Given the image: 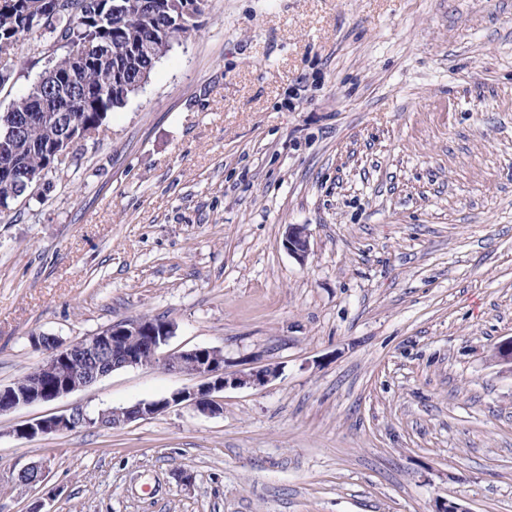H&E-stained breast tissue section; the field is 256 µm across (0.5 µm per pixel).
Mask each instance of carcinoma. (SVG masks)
Instances as JSON below:
<instances>
[{"instance_id": "1", "label": "carcinoma", "mask_w": 512, "mask_h": 512, "mask_svg": "<svg viewBox=\"0 0 512 512\" xmlns=\"http://www.w3.org/2000/svg\"><path fill=\"white\" fill-rule=\"evenodd\" d=\"M52 10L42 20H25V0L0 6V40L30 41L50 58L47 78L12 103L11 115L26 121L21 137L7 139L0 122V206L9 211L36 184H17L15 169L42 177L58 171L67 158L54 156L57 142L69 125L98 130L112 112L125 107L130 92L104 89L110 78L133 82L151 73L173 43L198 29L204 0H160L153 12L138 8L139 0H122L125 11L117 23L103 20L109 0H49ZM58 96L66 111L50 119L42 100Z\"/></svg>"}]
</instances>
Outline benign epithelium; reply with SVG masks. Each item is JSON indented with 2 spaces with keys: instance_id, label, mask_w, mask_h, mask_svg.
<instances>
[{
  "instance_id": "1",
  "label": "benign epithelium",
  "mask_w": 512,
  "mask_h": 512,
  "mask_svg": "<svg viewBox=\"0 0 512 512\" xmlns=\"http://www.w3.org/2000/svg\"><path fill=\"white\" fill-rule=\"evenodd\" d=\"M87 137L89 134L82 127L71 125L66 137L56 147V153L65 154ZM284 246L297 260L305 261L310 250L306 226L288 225ZM174 330V324L168 320L142 318L115 323L93 336L66 344L54 339L47 347L48 355L28 372L23 384L0 386V414L33 403L54 401L90 387L118 369L160 361L167 371L191 378L194 385L177 390L166 398L104 410L93 418L76 409L70 414L36 419L17 426L15 434L35 438L92 425L116 428L151 419L173 407H191L202 414L212 415L222 409L220 393L229 388L262 387L278 375L274 367L227 374L224 372V351L215 347L160 353ZM491 360L512 372V337L493 348ZM46 480L47 469L44 465H28L16 475V483L25 487H34Z\"/></svg>"
}]
</instances>
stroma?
<instances>
[{"label": "stroma", "mask_w": 512, "mask_h": 512, "mask_svg": "<svg viewBox=\"0 0 512 512\" xmlns=\"http://www.w3.org/2000/svg\"><path fill=\"white\" fill-rule=\"evenodd\" d=\"M148 82L0 219V385L34 338L143 316L272 365L222 411L46 438L188 387L118 369L0 416V512H512V0H207ZM0 113L46 58L20 42ZM306 225L310 254L283 245ZM188 470L191 484L179 482Z\"/></svg>", "instance_id": "1"}]
</instances>
